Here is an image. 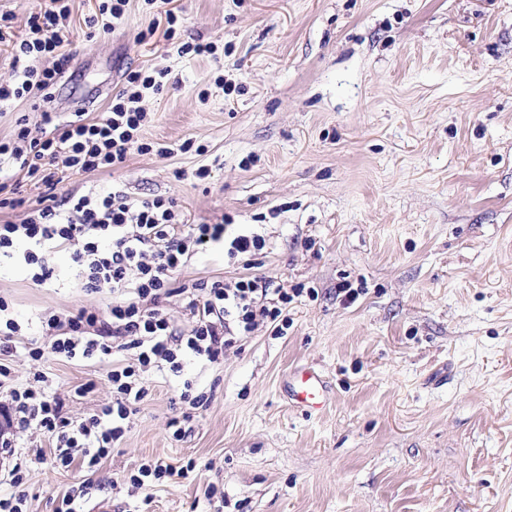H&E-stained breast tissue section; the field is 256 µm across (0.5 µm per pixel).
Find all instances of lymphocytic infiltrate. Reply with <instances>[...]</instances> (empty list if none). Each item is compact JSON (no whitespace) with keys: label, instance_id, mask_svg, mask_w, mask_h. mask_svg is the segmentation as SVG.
I'll list each match as a JSON object with an SVG mask.
<instances>
[{"label":"lymphocytic infiltrate","instance_id":"lymphocytic-infiltrate-1","mask_svg":"<svg viewBox=\"0 0 512 512\" xmlns=\"http://www.w3.org/2000/svg\"><path fill=\"white\" fill-rule=\"evenodd\" d=\"M52 7L32 15L28 33L16 42L14 79L0 84V104L34 96L51 103V87L58 73L51 59L60 57L69 39L67 0H51ZM166 70L128 74L103 115L92 121L76 120L56 125L43 136H32L26 118H18L11 140L0 141V159L11 161L43 191L35 206L7 196L0 183V209L23 211L20 222L0 223V259L13 255L17 242H25L24 262L32 280L43 286L55 271L44 258L52 249L68 250L86 293L107 296L104 306L88 309L45 310L40 337L23 338L8 302L0 297V388L6 402L0 406L12 429H33L42 434L64 469L95 471L126 431V421L147 396L144 377L155 368L180 374L186 358L215 364L236 337L261 324L274 334L288 327L289 297L260 276H240L224 282L199 281L186 285L176 274L189 259L209 247L223 246L229 258L250 260L263 250V236L227 235L222 224H186L173 199L156 197L131 200L115 189L105 193L60 195V172L98 175L122 164L130 144L151 115L143 98L163 87ZM174 296L187 300L196 318L187 333L178 331L163 310ZM19 355L38 361L111 360L107 378L112 398L100 411L80 420L65 412V403L43 372L31 381L17 382L8 365ZM0 447L10 460L0 482L11 488L0 494V512H24V475L33 462L27 448L12 441Z\"/></svg>","mask_w":512,"mask_h":512}]
</instances>
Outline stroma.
<instances>
[{"mask_svg": "<svg viewBox=\"0 0 512 512\" xmlns=\"http://www.w3.org/2000/svg\"><path fill=\"white\" fill-rule=\"evenodd\" d=\"M50 6L0 0V15L13 16L0 83L14 78L10 41ZM169 7L183 18L174 39L143 0H129L121 28L93 36L84 20L98 0H70V60L51 122L99 116L130 72L165 68L169 81L144 98L152 120L125 162L96 176L63 172L60 190L170 196L187 223L258 232L266 246L254 274L301 294L286 335L261 328L221 363L153 373L96 473L44 453L24 477L26 512H56L86 480L85 512L103 502L111 512H214L212 484L224 512H512V0ZM187 41L212 44L214 56L180 55ZM188 139L203 153L180 152ZM46 258L52 288L0 261V296L20 321L99 305L78 288L68 251ZM244 272L216 247L177 279ZM303 367L327 382L322 411L288 394ZM36 368L74 417L111 398V361L15 360L19 380ZM186 378L211 399L177 440L169 422ZM89 382L94 392L77 395ZM148 460L196 467L143 491L129 477Z\"/></svg>", "mask_w": 512, "mask_h": 512, "instance_id": "1", "label": "stroma"}]
</instances>
